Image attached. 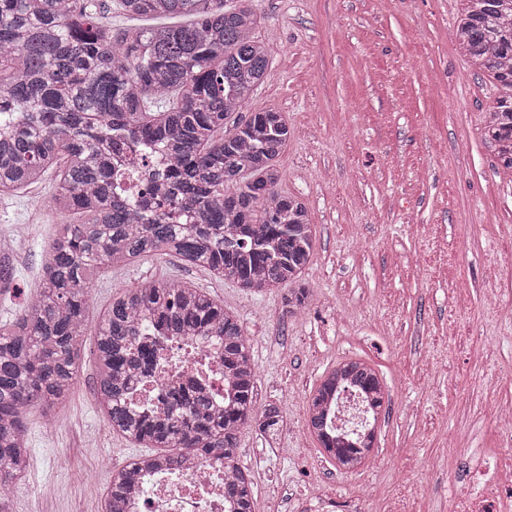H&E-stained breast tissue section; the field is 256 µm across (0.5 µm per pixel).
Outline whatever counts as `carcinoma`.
Segmentation results:
<instances>
[{"label":"carcinoma","mask_w":512,"mask_h":512,"mask_svg":"<svg viewBox=\"0 0 512 512\" xmlns=\"http://www.w3.org/2000/svg\"><path fill=\"white\" fill-rule=\"evenodd\" d=\"M124 14L192 16L189 25L105 27L90 0H0V192L56 173L61 224L40 267L41 290L0 327V512H12V482L29 465L24 417L69 396L89 317L88 271L145 254L174 253L240 288L286 291L299 314L312 294L301 282L316 249L305 203L279 190V158L291 135L283 113L232 118L263 83L274 57L255 37L250 0H119ZM496 83L484 141L512 173V0H463L453 32ZM216 336L224 405L204 387L161 383L153 411L129 392L156 377L165 344ZM95 398L112 431L148 452L112 475L108 512H123L136 477L195 458H222L224 502L255 512L252 480L237 460L241 430L274 433L275 405L257 410L256 364L238 317L205 292L167 278L125 288L100 322ZM362 391L368 427L333 431L320 406L341 387ZM385 386L366 362L324 372L312 392L310 430L338 470L363 466L373 450Z\"/></svg>","instance_id":"carcinoma-1"}]
</instances>
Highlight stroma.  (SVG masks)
Returning a JSON list of instances; mask_svg holds the SVG:
<instances>
[{"label":"stroma","mask_w":512,"mask_h":512,"mask_svg":"<svg viewBox=\"0 0 512 512\" xmlns=\"http://www.w3.org/2000/svg\"><path fill=\"white\" fill-rule=\"evenodd\" d=\"M276 54L250 110L284 113L282 192L300 197L317 248L304 278L315 304L288 318L280 290L253 293L173 255L96 269L78 380L55 421L25 417L27 478L12 512H96L113 473L141 453L94 396L99 322L123 288L174 277L241 320L276 434L240 435L256 512H456L469 457L496 452L512 404V183L483 142L495 89L450 32L462 0H251ZM56 176L0 195V325L40 290L44 248L74 215L53 211ZM372 364L387 387L376 458L336 470L303 428L302 402L340 361ZM98 474L96 484L85 473Z\"/></svg>","instance_id":"35a3bbf8"}]
</instances>
